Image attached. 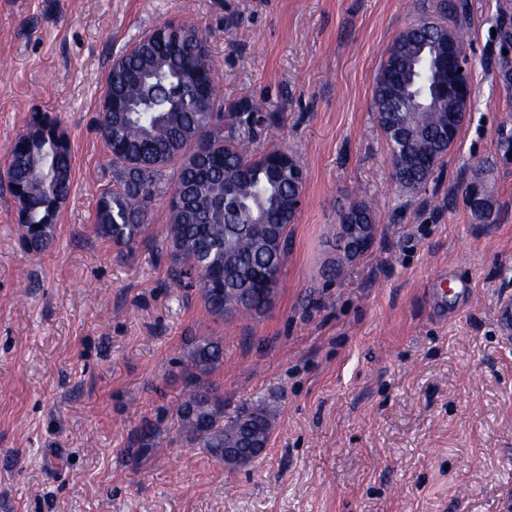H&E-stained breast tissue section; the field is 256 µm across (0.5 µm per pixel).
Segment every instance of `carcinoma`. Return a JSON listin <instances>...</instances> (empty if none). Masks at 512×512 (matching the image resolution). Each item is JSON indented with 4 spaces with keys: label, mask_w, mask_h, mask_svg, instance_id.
Wrapping results in <instances>:
<instances>
[{
    "label": "carcinoma",
    "mask_w": 512,
    "mask_h": 512,
    "mask_svg": "<svg viewBox=\"0 0 512 512\" xmlns=\"http://www.w3.org/2000/svg\"><path fill=\"white\" fill-rule=\"evenodd\" d=\"M435 10L450 25L417 22L401 32L387 51L374 95L382 131L390 122L408 130L402 140L386 137L393 178L414 193L426 187L448 154V131L436 113L466 111L462 100L421 106L430 78L423 45L448 37L462 47L469 23L468 0H436ZM254 112L246 123L239 111ZM272 118L263 102L242 100L231 112L217 90L215 62L203 37L184 21H167L143 36L112 64L106 80L99 131L112 160V183L99 193L96 234L134 251L143 241L152 201L167 198L163 238L153 243L157 258H168L170 283L194 288L214 320L261 314L272 301L288 257L292 203L303 195L306 172L276 173L271 151H255ZM58 123L34 114L16 138L6 177L19 205L24 243L35 251L51 244L56 204L72 186V155ZM173 169L175 179L168 178ZM375 223L361 201L339 211ZM186 392L171 419L191 443L218 463L224 449L245 455L267 447L273 419L265 404L224 418V400L211 376L224 363V345L203 337L183 350Z\"/></svg>",
    "instance_id": "carcinoma-1"
}]
</instances>
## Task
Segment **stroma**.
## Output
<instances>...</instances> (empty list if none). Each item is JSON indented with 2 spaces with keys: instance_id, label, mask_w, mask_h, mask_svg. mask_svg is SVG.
<instances>
[{
  "instance_id": "1",
  "label": "stroma",
  "mask_w": 512,
  "mask_h": 512,
  "mask_svg": "<svg viewBox=\"0 0 512 512\" xmlns=\"http://www.w3.org/2000/svg\"><path fill=\"white\" fill-rule=\"evenodd\" d=\"M472 95L425 191L391 177L374 107L394 38L432 0H0V512H502L512 495V81L492 30L512 0H468ZM171 19L194 25L225 105L265 101L261 149L304 167L303 204L272 305L214 320L172 288L151 242L120 255L93 215L112 180L98 120L113 61ZM57 119L72 190L43 252L26 248L7 187L33 114ZM489 165L494 222L464 205ZM453 205H445L447 196ZM376 216L374 247L335 277L337 214ZM224 342L210 380L224 414L269 403L270 442L229 469L179 435V358ZM153 424L148 454L137 434Z\"/></svg>"
}]
</instances>
